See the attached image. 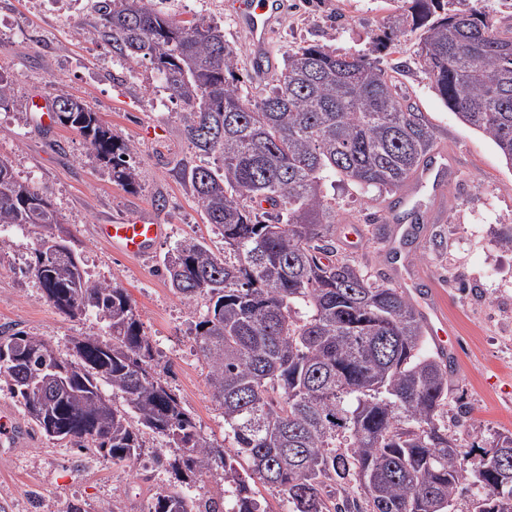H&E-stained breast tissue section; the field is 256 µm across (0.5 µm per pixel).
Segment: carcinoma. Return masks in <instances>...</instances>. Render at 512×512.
I'll list each match as a JSON object with an SVG mask.
<instances>
[{"mask_svg": "<svg viewBox=\"0 0 512 512\" xmlns=\"http://www.w3.org/2000/svg\"><path fill=\"white\" fill-rule=\"evenodd\" d=\"M412 0L395 28L423 30L418 54L432 88L512 165V30L472 9L438 12ZM93 35L122 61L147 60L189 108L184 133L217 164L183 169L217 254L198 239L167 253L176 294L209 298L192 337L224 414V436L246 477L207 443L158 376L149 337L126 290L86 277L69 241L40 237L25 273L46 302L74 318L93 309L105 339L71 340L62 358L38 336L0 335V382L46 437L114 464H134L148 430L180 451L177 479L224 469L223 497L173 486L148 512H261L249 480L278 489L289 512H512V433L498 434L468 467L473 447L448 432L449 370L428 345L405 289L339 254L325 173L362 188L398 190L435 142L397 75L361 55L319 44L291 49L259 97L242 95L239 55L224 27L185 24L143 0H96ZM57 120L80 133L112 178L134 183L133 148L82 101L58 89ZM57 212L0 159V225L52 227ZM123 399L109 403L103 386Z\"/></svg>", "mask_w": 512, "mask_h": 512, "instance_id": "cac0c4a2", "label": "carcinoma"}]
</instances>
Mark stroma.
Wrapping results in <instances>:
<instances>
[{"instance_id":"1","label":"stroma","mask_w":512,"mask_h":512,"mask_svg":"<svg viewBox=\"0 0 512 512\" xmlns=\"http://www.w3.org/2000/svg\"><path fill=\"white\" fill-rule=\"evenodd\" d=\"M225 0H146L177 20L222 24L224 37L241 56L242 94L256 98L271 85L255 80L246 62L249 42L227 11ZM412 0H283L282 24L270 41L276 61L296 46L327 49L375 59L388 68L405 62L401 88L432 123L434 153L448 157L443 193L424 191L416 205L424 224L412 243L401 236L372 238L371 215L390 216L396 193L364 189L344 180L327 187L336 210V244L372 275L414 273L428 281L437 298L429 308L419 290L410 295L431 320H444L455 338L448 413L467 414L450 431L461 443L489 446L500 432H512V252L500 234L512 227V166L481 133L461 123L431 86L417 55L419 31L391 32L395 15ZM98 22L88 0H0V74L14 88V102L0 110V158L20 180L43 191L59 216L56 234L66 238L93 280L125 288L153 346L156 371L193 417L199 435L224 442V415L206 382L207 370L192 341L205 313L206 296L186 300L159 272L164 256L187 238L205 241L215 253L224 242L207 224L182 170L203 163L183 131L186 106L159 80L146 61L122 65L112 47L95 38ZM62 89L84 100L114 134L135 148L136 182L125 187L112 169L96 160L76 131L60 124L35 126L26 100L33 93ZM152 218L167 226L155 251L127 257L102 242L96 227ZM443 227L448 244L434 250L432 235ZM43 227H0V330L13 328L48 341L63 357L75 336L102 337L95 312L75 318L58 313L42 297L29 263ZM0 419L26 430L22 440L0 439V512H65L75 499L91 512H147L152 498L173 481L154 465L156 450L176 451L156 434L144 437L137 467L87 459L50 440L30 425L23 409L0 390Z\"/></svg>"}]
</instances>
